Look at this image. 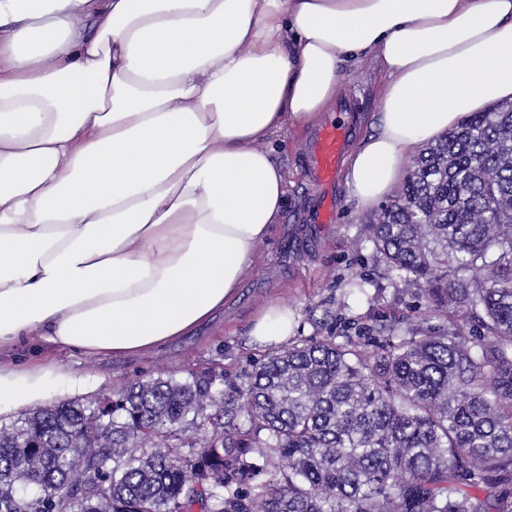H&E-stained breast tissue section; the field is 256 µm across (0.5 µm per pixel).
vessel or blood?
Here are the masks:
<instances>
[{
  "label": "vessel or blood",
  "instance_id": "1",
  "mask_svg": "<svg viewBox=\"0 0 512 512\" xmlns=\"http://www.w3.org/2000/svg\"><path fill=\"white\" fill-rule=\"evenodd\" d=\"M345 121L329 118L309 141L303 156L313 189L308 223L320 226L336 221V187L351 141Z\"/></svg>",
  "mask_w": 512,
  "mask_h": 512
}]
</instances>
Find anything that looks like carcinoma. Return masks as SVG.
Listing matches in <instances>:
<instances>
[{"label":"carcinoma","mask_w":512,"mask_h":512,"mask_svg":"<svg viewBox=\"0 0 512 512\" xmlns=\"http://www.w3.org/2000/svg\"><path fill=\"white\" fill-rule=\"evenodd\" d=\"M367 240L445 324L24 413L0 424V512H70L60 486L81 512H512V101L413 156Z\"/></svg>","instance_id":"1"}]
</instances>
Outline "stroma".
<instances>
[{"label":"stroma","mask_w":512,"mask_h":512,"mask_svg":"<svg viewBox=\"0 0 512 512\" xmlns=\"http://www.w3.org/2000/svg\"><path fill=\"white\" fill-rule=\"evenodd\" d=\"M342 83L345 92L339 100L354 111L353 138L358 141L370 133L379 109L375 59L369 56L346 62ZM314 129L311 123L303 127L291 124L269 138L267 147L285 174L287 202L279 224L258 247V264L222 312L150 354L112 358L60 352L57 361L75 375L98 377L96 392L100 395L123 381L158 375L182 379L217 362L241 374L251 371L264 354L263 349L251 345L248 333L258 310L273 300L295 310L301 339L333 335L364 341L382 338L387 326L405 329L412 320L426 328L441 325V318L427 311L424 285L386 275L378 254L364 241L367 225L396 199L397 190H390L369 207L359 206L349 192H342L337 219L330 228L312 232L302 223L308 187L302 155ZM355 277L366 281V293L349 292L347 282Z\"/></svg>","instance_id":"stroma-1"}]
</instances>
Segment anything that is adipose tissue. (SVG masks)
I'll return each instance as SVG.
<instances>
[{
  "instance_id": "ef3b65f1",
  "label": "adipose tissue",
  "mask_w": 512,
  "mask_h": 512,
  "mask_svg": "<svg viewBox=\"0 0 512 512\" xmlns=\"http://www.w3.org/2000/svg\"><path fill=\"white\" fill-rule=\"evenodd\" d=\"M368 55L378 127L344 173L364 206L512 100V0H0V414L85 391L44 348L143 355L222 310L286 202L265 141ZM297 327L273 302L251 342Z\"/></svg>"
}]
</instances>
